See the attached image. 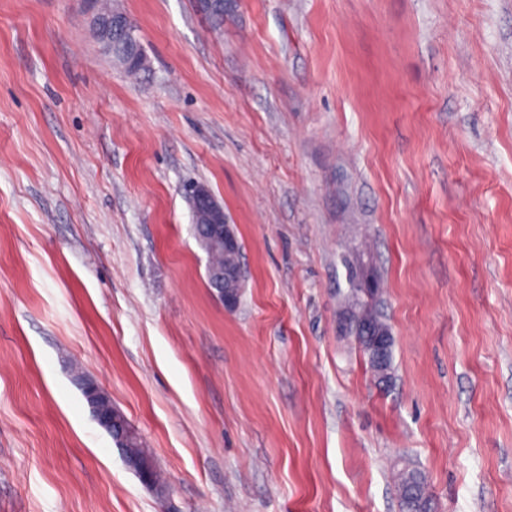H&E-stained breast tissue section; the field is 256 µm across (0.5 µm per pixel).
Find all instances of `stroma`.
Returning a JSON list of instances; mask_svg holds the SVG:
<instances>
[{
  "mask_svg": "<svg viewBox=\"0 0 512 512\" xmlns=\"http://www.w3.org/2000/svg\"><path fill=\"white\" fill-rule=\"evenodd\" d=\"M0 0V512H512V0ZM242 247L213 299L182 187ZM364 256L394 382L340 333ZM170 489L127 469L73 378ZM89 4L91 12V22L95 31L97 39L102 36H106L108 33L112 35V32H116L122 37L127 44L135 49V55L133 60H137L143 66L137 65L136 62L123 63L124 69L128 75L136 76L144 67L145 56L143 53L142 45L138 35V29L134 22L124 13L120 11L111 12L107 20H104L101 13H107L111 8L108 7L104 2L107 1L99 0V12L95 9L97 0H85ZM94 6V7H93ZM243 277L244 273L241 265L229 269H226L224 266L208 265L207 267V278L211 293L219 302L224 304L225 308H237L235 297L228 294L226 291L229 290L228 288H234L233 283L230 282L224 286L225 279H232L233 281L241 283ZM82 392L90 408L93 419L100 427H102L112 436V439L115 441L117 447L121 451L123 460L128 469H130L139 478L142 484L149 489V486L151 485L148 482V477L145 470L142 468L140 462L136 458L127 454L125 448H128L132 454L141 457L144 461H147L153 471L155 481L160 485L167 486L165 478L157 468L149 448H144L134 433H130L127 436L126 445L124 448L123 441L125 436V428L128 432H130V428L127 420L123 418L118 413V411L113 409L111 414H108L100 409L99 401L105 397H107L105 404L112 407V401L108 396H106V393L93 380H85L83 382ZM397 488L403 512H431L430 486L425 476L409 468L397 474Z\"/></svg>",
  "mask_w": 512,
  "mask_h": 512,
  "instance_id": "35a3bbf8",
  "label": "stroma"
}]
</instances>
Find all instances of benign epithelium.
Masks as SVG:
<instances>
[{
  "label": "benign epithelium",
  "instance_id": "1",
  "mask_svg": "<svg viewBox=\"0 0 512 512\" xmlns=\"http://www.w3.org/2000/svg\"><path fill=\"white\" fill-rule=\"evenodd\" d=\"M90 6L91 22L96 37L100 38L112 32L122 37L127 44L135 49L134 59L145 64V56L134 22L124 13L114 11L108 18H103L95 9L96 0H86ZM185 197L189 200L193 214V228L199 243L222 242L227 251L239 250V244L233 225L229 224L224 216V206L216 199L212 192L203 184L192 183L186 187ZM244 273L242 267L225 268L223 266H208L207 278L212 295L229 309L237 308L234 296L224 292V281L232 279L242 282ZM369 336L368 349L373 363L379 367L381 379H386L385 364L388 349L394 343L392 332H367ZM84 398L90 408L93 419L108 432L120 449L125 465L142 482L149 485L148 477L140 462L127 454L124 448L125 429L129 428L127 420L118 411L105 413L100 409L99 401L106 397V393L92 380L82 384Z\"/></svg>",
  "mask_w": 512,
  "mask_h": 512
}]
</instances>
